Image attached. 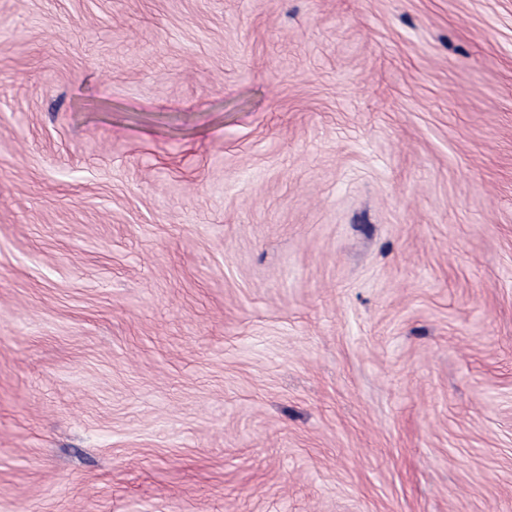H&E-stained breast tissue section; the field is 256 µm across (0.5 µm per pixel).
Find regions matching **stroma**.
Returning a JSON list of instances; mask_svg holds the SVG:
<instances>
[{"instance_id":"stroma-1","label":"stroma","mask_w":512,"mask_h":512,"mask_svg":"<svg viewBox=\"0 0 512 512\" xmlns=\"http://www.w3.org/2000/svg\"><path fill=\"white\" fill-rule=\"evenodd\" d=\"M0 512H512V0H0Z\"/></svg>"}]
</instances>
